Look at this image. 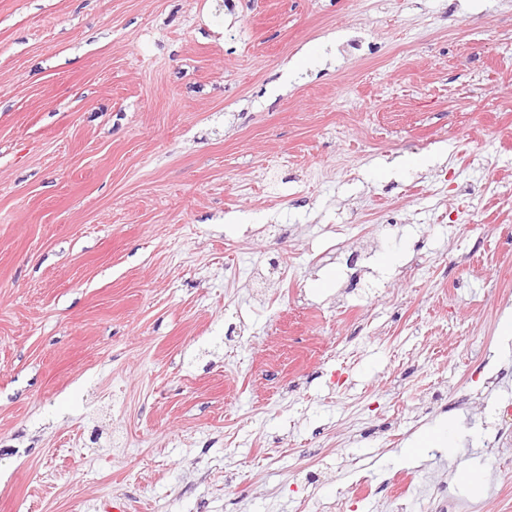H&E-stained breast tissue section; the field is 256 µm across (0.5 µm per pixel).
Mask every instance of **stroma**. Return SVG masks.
Masks as SVG:
<instances>
[{"label": "stroma", "instance_id": "obj_1", "mask_svg": "<svg viewBox=\"0 0 512 512\" xmlns=\"http://www.w3.org/2000/svg\"><path fill=\"white\" fill-rule=\"evenodd\" d=\"M511 316L512 0H0V512H512Z\"/></svg>", "mask_w": 512, "mask_h": 512}]
</instances>
